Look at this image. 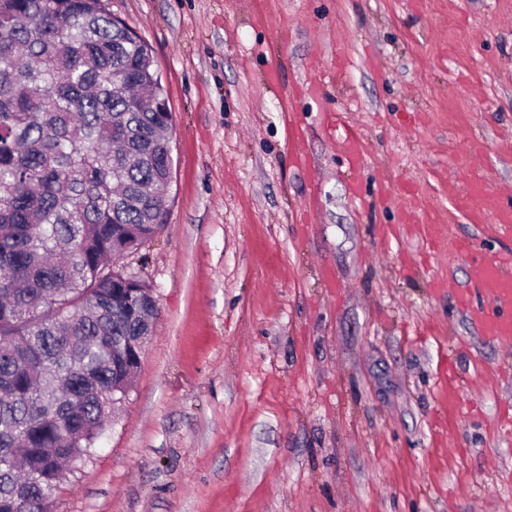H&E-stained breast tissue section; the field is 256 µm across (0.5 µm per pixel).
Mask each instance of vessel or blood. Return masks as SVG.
I'll use <instances>...</instances> for the list:
<instances>
[{"instance_id":"b4317fda","label":"vessel or blood","mask_w":512,"mask_h":512,"mask_svg":"<svg viewBox=\"0 0 512 512\" xmlns=\"http://www.w3.org/2000/svg\"><path fill=\"white\" fill-rule=\"evenodd\" d=\"M470 289L459 292L458 302L470 310L482 335L499 343L512 344V251L490 259L474 260L470 266ZM483 294L495 306L488 313L474 307V294Z\"/></svg>"}]
</instances>
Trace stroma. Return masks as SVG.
<instances>
[{
  "label": "stroma",
  "instance_id": "obj_1",
  "mask_svg": "<svg viewBox=\"0 0 512 512\" xmlns=\"http://www.w3.org/2000/svg\"><path fill=\"white\" fill-rule=\"evenodd\" d=\"M108 3L173 115L158 315L52 512H512V347L456 299L512 247L470 190L512 198V0Z\"/></svg>",
  "mask_w": 512,
  "mask_h": 512
}]
</instances>
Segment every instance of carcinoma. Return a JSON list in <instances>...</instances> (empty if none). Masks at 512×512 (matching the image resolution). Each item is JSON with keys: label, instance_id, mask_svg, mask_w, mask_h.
Segmentation results:
<instances>
[{"label": "carcinoma", "instance_id": "carcinoma-1", "mask_svg": "<svg viewBox=\"0 0 512 512\" xmlns=\"http://www.w3.org/2000/svg\"><path fill=\"white\" fill-rule=\"evenodd\" d=\"M164 111L105 0H0V512H49L56 469L130 390L157 309L112 258L165 222Z\"/></svg>", "mask_w": 512, "mask_h": 512}]
</instances>
